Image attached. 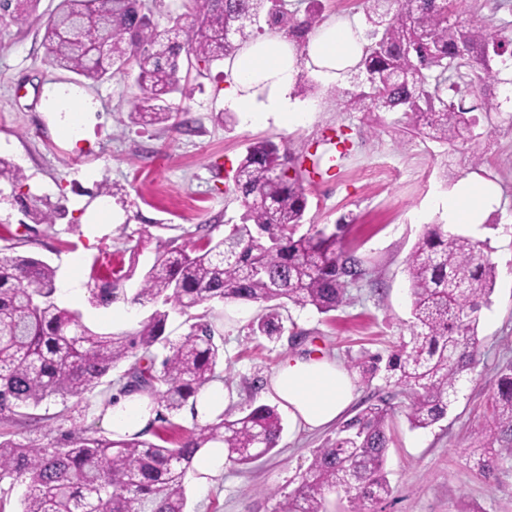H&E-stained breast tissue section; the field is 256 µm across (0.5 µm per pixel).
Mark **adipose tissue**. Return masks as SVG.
Segmentation results:
<instances>
[{
    "label": "adipose tissue",
    "mask_w": 512,
    "mask_h": 512,
    "mask_svg": "<svg viewBox=\"0 0 512 512\" xmlns=\"http://www.w3.org/2000/svg\"><path fill=\"white\" fill-rule=\"evenodd\" d=\"M360 45L355 32L327 28L309 41L305 56L300 57L287 36L258 38L237 63V85L242 94L234 102L256 119L269 112L297 118L300 108L291 101L288 91L300 68L311 69L324 81H336L340 70L354 60ZM256 86L268 90L259 102L248 95ZM496 204V195L488 184L466 177L448 200V221L482 224ZM356 390L350 373L323 356L286 360L272 375L268 387L269 395L288 409L294 421L311 430L339 420L354 401ZM155 416L153 403L142 394L120 396L106 412V419L117 435L139 433Z\"/></svg>",
    "instance_id": "1"
}]
</instances>
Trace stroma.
<instances>
[{"label": "stroma", "mask_w": 512, "mask_h": 512, "mask_svg": "<svg viewBox=\"0 0 512 512\" xmlns=\"http://www.w3.org/2000/svg\"><path fill=\"white\" fill-rule=\"evenodd\" d=\"M57 4L39 0L23 25L0 19V156L25 175L21 187H0V250L19 242L23 253L55 267L58 279L78 276L81 295L58 302L94 331H133L152 312L130 299L157 250L184 246L196 225H210L218 240L227 225L238 223L241 204L226 189L249 142L281 137L302 156L325 133L344 131L347 150L335 169L305 187V219L331 226L349 216L345 243L367 260L372 277L349 287L345 303L328 314L284 305L285 330L272 339L250 333L259 305L210 303L215 341L224 349L226 409L237 414L272 404L269 379L291 355L319 354L347 368L388 357L410 337L406 260L425 225L446 224L449 232L485 243L496 270L491 303L479 313L480 362L458 403L426 430L410 427L408 395L383 374L358 377L350 414L382 400L392 408L385 462L392 492L370 510L512 512V461L490 478L472 462L475 446L492 441L485 422L496 394L493 377L512 363V117L479 118L483 160L473 167L448 146L407 133L402 113L337 111L327 83L316 97L302 99L298 122L277 113L252 119L229 101L234 65L223 61L190 68L189 94L173 96L185 127L135 125L128 115L140 94L136 70L93 83L47 64L42 36ZM53 88L74 91L94 108L79 141H71L62 114L45 107ZM470 175L500 191L498 206L477 227L448 221V196ZM102 180L110 190L104 200L97 195ZM35 198L64 206V217L51 226L32 223L21 202ZM102 201L111 219L89 223L88 212ZM115 267L132 274L104 307L91 289ZM283 426L271 454L247 466L225 464L207 487L187 484L189 512H272L275 494L295 490L314 450L336 433L332 426L303 429L288 416Z\"/></svg>", "instance_id": "1"}]
</instances>
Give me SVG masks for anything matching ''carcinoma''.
Here are the masks:
<instances>
[{"label": "carcinoma", "instance_id": "obj_1", "mask_svg": "<svg viewBox=\"0 0 512 512\" xmlns=\"http://www.w3.org/2000/svg\"><path fill=\"white\" fill-rule=\"evenodd\" d=\"M36 0H15L11 21L29 20ZM468 0H358L364 15L362 55L356 69L365 80L336 90L345 112H401L419 135L446 143L478 166L479 136L472 133L474 111L503 112L495 88L512 84V30L491 33L464 18ZM187 12L157 30L144 0H59L44 25L49 61L87 81L101 82L131 61L141 96L129 117L152 125L176 121L169 103L185 88L183 65L232 60L258 35L283 33L304 45L322 21L323 4L307 0L303 17L283 0H188ZM106 45L102 57L84 51ZM288 149L271 140L246 147L228 190L245 212L224 238L198 225L191 247L165 249L145 272L132 302L160 303L131 332L92 331L79 313L55 299L56 270L39 258L0 257V426L29 433L54 430L68 421L67 402L94 392L99 406L112 405V383L103 378L125 363L116 379L123 392H144L176 415L206 385L223 380V351L215 342L208 313L177 340L165 336L169 305L184 314L212 300L266 305L251 324L272 338L284 331L275 302L337 310L348 286L369 274L367 261L344 249L346 224L333 228L305 222L307 197L299 172L289 175L277 161ZM15 187L21 168L0 157V181ZM25 214L35 224H53L62 208L33 204ZM412 298L411 336L388 356L385 367L371 361L362 373L385 371V379L409 398L407 419L415 429L442 420L476 367L480 341L478 313L490 302L494 267L471 238L450 234L440 224L427 229L406 261ZM125 276L94 283L102 305L112 303ZM165 355L156 363L153 348ZM497 393L486 422L499 447L488 448L476 465L490 477L512 459V367L497 372ZM60 401L49 415L43 406ZM388 408L370 404L315 450L300 485L276 502L273 512H326L325 491L348 494L351 512L391 493L384 464L390 443ZM283 431L276 408L260 405L232 416L224 412L167 447L137 433L109 439L91 427L71 423L64 437L43 445L0 440V485L27 483L22 512H186L185 478L202 448H222L228 462L247 465L270 454Z\"/></svg>", "mask_w": 512, "mask_h": 512}]
</instances>
